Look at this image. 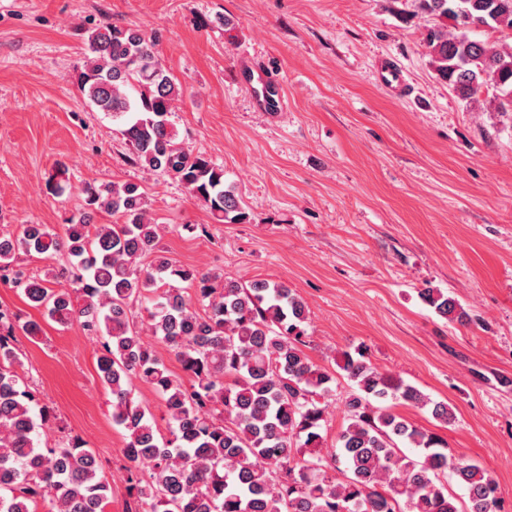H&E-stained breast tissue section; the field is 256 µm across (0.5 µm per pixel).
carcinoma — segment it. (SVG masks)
<instances>
[{"mask_svg":"<svg viewBox=\"0 0 512 512\" xmlns=\"http://www.w3.org/2000/svg\"><path fill=\"white\" fill-rule=\"evenodd\" d=\"M412 2L433 21L424 43L438 78L468 102L492 87L499 111L512 112V46L472 36L512 32V0ZM78 84L86 104L119 123L132 162L177 179L214 220L250 222L224 170L178 141L167 116L183 91L153 40L130 27L93 29ZM84 192L87 211L69 219L65 238L45 224L23 225L16 239L0 237V280L21 289L54 322L76 323L102 338L97 369L112 394L113 422L126 432L128 491L150 512H499L498 484L489 471L394 412L407 403L449 424L451 407L378 371L364 346L336 360L353 391L335 451L322 454L324 398L335 377L301 349L307 335L302 299L283 282H242L168 257L142 267L161 234L146 189L134 182L89 183ZM92 211L121 223L92 228ZM20 250L61 256V272L50 279L25 276L14 265ZM59 277L68 286L54 287ZM171 281L189 283L193 293L166 287ZM419 297L447 321L470 319L437 288H423ZM143 302L152 333L181 363L189 384L142 345L130 316ZM18 331L35 339L42 328L0 308V512H36L48 493L56 512H103L111 487L98 476L94 452L74 437L39 446L49 410L19 373ZM135 380L163 402L169 424L163 442L151 414L133 400ZM336 471L343 479L332 476ZM450 477L467 501L448 492Z\"/></svg>","mask_w":512,"mask_h":512,"instance_id":"1","label":"carcinoma"}]
</instances>
